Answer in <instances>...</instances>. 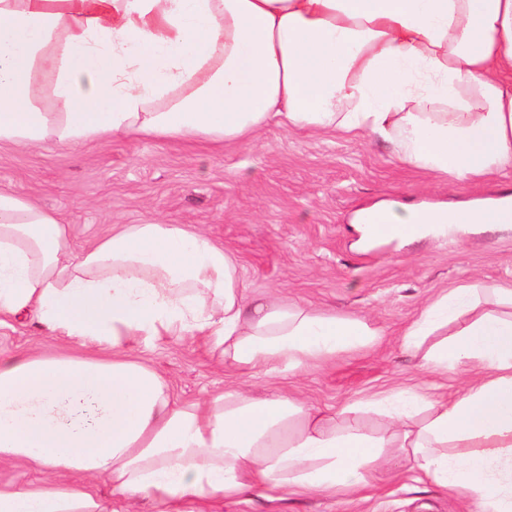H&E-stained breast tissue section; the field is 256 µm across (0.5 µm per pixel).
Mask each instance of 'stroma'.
I'll return each instance as SVG.
<instances>
[{
    "label": "stroma",
    "mask_w": 512,
    "mask_h": 512,
    "mask_svg": "<svg viewBox=\"0 0 512 512\" xmlns=\"http://www.w3.org/2000/svg\"><path fill=\"white\" fill-rule=\"evenodd\" d=\"M18 190L54 209L82 249L115 224L158 219L208 233L238 263L248 297L272 295L327 313L360 316L376 345L338 353L288 376H246L221 366L205 338L165 336L134 355L164 375L177 398L194 402L233 386L290 391L313 406L346 404L408 389L433 399L461 394V373L434 376L403 348L405 329L429 299L463 283L512 287V224L475 226L445 239L356 248L354 211L381 198L450 202L488 187L451 184L400 162L391 143L339 132L263 130L251 143L216 148L151 138L93 142L77 149L22 151L0 144V191ZM52 341L36 327L0 326V360ZM419 472L391 463L355 494H294L267 488L213 512H472Z\"/></svg>",
    "instance_id": "1"
}]
</instances>
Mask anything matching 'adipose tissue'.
<instances>
[{
  "mask_svg": "<svg viewBox=\"0 0 512 512\" xmlns=\"http://www.w3.org/2000/svg\"><path fill=\"white\" fill-rule=\"evenodd\" d=\"M390 141L399 160L492 196L382 199L350 218L360 244L512 224V0H0V143L105 138L246 143L270 124ZM35 322L54 352L0 361V512H203L266 486H367L402 459L475 512H512V288L437 294L404 345L425 371L465 368L449 399L358 401L348 419L284 392L178 401L129 352L204 336L239 373H298L373 345L358 317L245 301L235 257L187 224H116L81 252L58 215L0 191V325ZM382 411L368 432L364 409ZM41 475L12 463H0L1 483H26L36 481Z\"/></svg>",
  "mask_w": 512,
  "mask_h": 512,
  "instance_id": "ef3b65f1",
  "label": "adipose tissue"
}]
</instances>
